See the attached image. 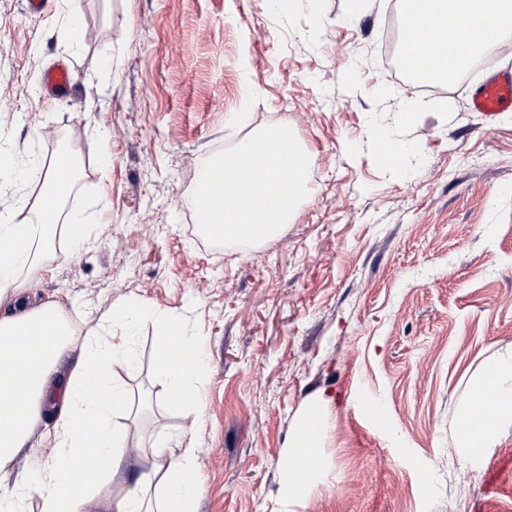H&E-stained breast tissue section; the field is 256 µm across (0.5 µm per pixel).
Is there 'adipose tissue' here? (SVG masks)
<instances>
[{
	"label": "adipose tissue",
	"instance_id": "1",
	"mask_svg": "<svg viewBox=\"0 0 512 512\" xmlns=\"http://www.w3.org/2000/svg\"><path fill=\"white\" fill-rule=\"evenodd\" d=\"M496 11L484 12L482 0H403L425 13L422 32L437 57L429 83H447L476 52H489L512 42V29L501 15H512V0H497ZM0 175L15 184H37L39 194L24 208L0 197V512H25L37 498L39 512H84L101 484H109L112 512H195L199 494L198 457L193 447L178 456L164 446L151 455L154 466L136 484L119 480L128 449L112 419L131 412L132 390L112 376L116 363L132 364V339L143 316L139 303L114 306L103 318L113 328L110 338L78 334L53 304L24 311L21 296L31 273L65 236L71 249L89 245V225L66 214V195L57 190L52 164L0 160ZM176 319L157 321L158 371L173 398L200 409L203 397L194 384L204 366V347L193 336L175 333ZM79 346L80 355L68 377L56 380L55 366L65 350ZM492 383L496 404L482 412L467 404L461 413L459 445L464 451L490 448L495 437L512 428V353L498 356L471 377L472 385ZM60 399L48 438L54 448L36 475H14L10 464L28 447L45 405ZM322 400L300 415L289 440L284 492L308 493L317 469L322 433Z\"/></svg>",
	"mask_w": 512,
	"mask_h": 512
}]
</instances>
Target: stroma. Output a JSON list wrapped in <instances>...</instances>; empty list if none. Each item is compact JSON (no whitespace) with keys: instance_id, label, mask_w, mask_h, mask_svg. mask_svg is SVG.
<instances>
[{"instance_id":"obj_1","label":"stroma","mask_w":512,"mask_h":512,"mask_svg":"<svg viewBox=\"0 0 512 512\" xmlns=\"http://www.w3.org/2000/svg\"><path fill=\"white\" fill-rule=\"evenodd\" d=\"M353 2L53 0L32 16L0 0V148L68 147L66 209L93 236L74 254L56 242L26 302L81 332L122 300L147 305L135 363L114 368L150 397L115 419L126 482L153 443L188 434L196 512H512V430L477 459L457 441L472 373L512 352V110L471 111V78L412 85L393 67L398 0ZM60 58L75 85L50 98L40 78ZM277 124L309 158L306 198L270 242L207 243L203 163ZM381 134L406 146L398 166L379 162ZM161 314L207 347L199 414L163 397ZM319 396L320 468L290 498L289 438Z\"/></svg>"}]
</instances>
